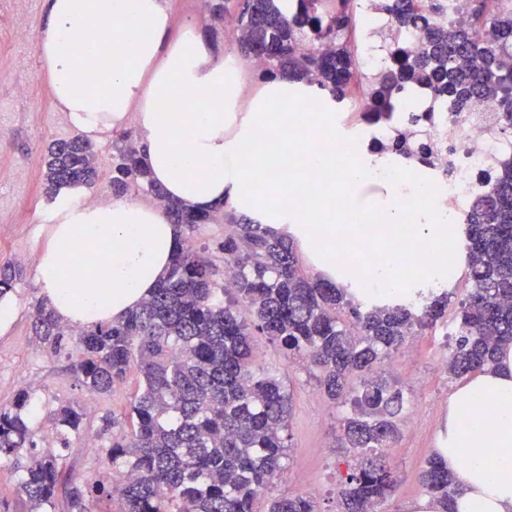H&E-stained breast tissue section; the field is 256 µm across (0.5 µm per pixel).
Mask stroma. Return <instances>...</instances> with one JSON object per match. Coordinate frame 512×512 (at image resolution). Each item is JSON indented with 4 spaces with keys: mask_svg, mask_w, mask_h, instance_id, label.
<instances>
[{
    "mask_svg": "<svg viewBox=\"0 0 512 512\" xmlns=\"http://www.w3.org/2000/svg\"><path fill=\"white\" fill-rule=\"evenodd\" d=\"M18 21L12 0H0V130L5 133L0 139V258L17 259L29 270L54 208L43 193L41 157L53 141L75 137L76 132L52 104L34 40L16 43L13 29ZM41 296L40 286L29 274L16 287L15 321L0 334V405L11 403L18 390L29 391V414L39 447L47 451L56 446L47 417L50 408L61 402L79 404L87 413L86 434L98 435L102 415L125 411L139 374L130 371L126 384L109 395L80 389L69 360L49 354L31 333L33 305ZM407 343V349L384 363L381 374L402 388L419 421L399 423L400 437L389 450L398 486L379 512H413L424 493L418 474L438 446L448 397L456 385L446 369L449 349L441 328L417 332ZM252 345L256 363L278 371L290 398L288 466L270 485L269 496H309L318 512H338L336 487L346 475L351 454L339 446L336 434L348 405L330 401L266 336H253Z\"/></svg>",
    "mask_w": 512,
    "mask_h": 512,
    "instance_id": "stroma-1",
    "label": "stroma"
}]
</instances>
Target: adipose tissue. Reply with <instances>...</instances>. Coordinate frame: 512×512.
<instances>
[{
    "mask_svg": "<svg viewBox=\"0 0 512 512\" xmlns=\"http://www.w3.org/2000/svg\"><path fill=\"white\" fill-rule=\"evenodd\" d=\"M88 36L94 52L75 50ZM53 104L89 140L103 143L136 118L145 162L166 195L195 209L224 203L295 242L316 274L375 301L448 283L467 262L466 227L448 221L425 178L398 180L396 163L346 136L328 91L281 77L241 98V75L222 46L189 27L171 35L167 0H46L35 34ZM96 85H88L89 74ZM306 104L303 112L290 103ZM386 195L361 199L367 183ZM64 188L33 269L56 317L75 327L109 323L148 298L168 271L179 233L158 205L124 195L89 203ZM424 197L416 214L406 201ZM409 224L398 250L373 265L336 260V241L363 248ZM424 259L407 277V262ZM483 398V411L470 405ZM455 493L450 512H512V345L493 369L462 379L438 441Z\"/></svg>",
    "mask_w": 512,
    "mask_h": 512,
    "instance_id": "adipose-tissue-1",
    "label": "adipose tissue"
}]
</instances>
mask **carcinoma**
Returning a JSON list of instances; mask_svg holds the SVG:
<instances>
[{
  "label": "carcinoma",
  "mask_w": 512,
  "mask_h": 512,
  "mask_svg": "<svg viewBox=\"0 0 512 512\" xmlns=\"http://www.w3.org/2000/svg\"><path fill=\"white\" fill-rule=\"evenodd\" d=\"M213 21L231 20L238 50L260 62L263 75L286 74L330 91L343 104L359 87L375 116L409 83L432 80L435 94L462 112L474 97L500 100L512 128V8L504 0H467L470 22L450 28L435 17L441 0H385L397 31L417 30L418 52L398 51L378 74L359 71L350 33L354 0H203ZM235 3L230 10L229 3ZM112 190L145 196L163 207L182 239L153 295L121 320L79 331L56 318L46 298L33 305L32 331L40 347L73 360L79 386L112 393L133 367L140 373L123 419L102 417L101 469L85 477L66 469L62 452L85 430L86 413L65 402L50 411L59 452L37 450V431L20 390L0 406V472L14 477L29 512H97L118 496L123 512H256L255 503L286 469L289 397L274 369L255 365L251 338L260 333L309 375L333 401L350 400L343 440L354 465L341 482L339 512H377L396 490L386 449L406 408L402 389L368 380L351 392L349 378L375 372L419 327H435L448 310V291L435 285L402 302L378 306L302 270L298 248L263 224L224 210L206 212L168 199L124 132L113 142ZM45 193L54 199L72 185L98 178L95 151L81 137L58 140L43 157ZM224 218V282L209 248L193 238L203 224ZM471 289L459 303L448 372L454 378L491 369L498 350L512 344V164L491 177L469 215ZM23 268L0 260V301L11 298ZM119 433L110 434L112 428ZM421 486L448 512L453 480L433 453ZM268 512H316L309 496L284 495Z\"/></svg>",
  "instance_id": "cac0c4a2"
}]
</instances>
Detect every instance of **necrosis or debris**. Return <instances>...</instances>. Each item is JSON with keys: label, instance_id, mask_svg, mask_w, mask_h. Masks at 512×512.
<instances>
[{"label": "necrosis or debris", "instance_id": "4bbe7bcc", "mask_svg": "<svg viewBox=\"0 0 512 512\" xmlns=\"http://www.w3.org/2000/svg\"><path fill=\"white\" fill-rule=\"evenodd\" d=\"M380 0H356L364 19L363 66L367 72L382 70L390 61L377 45L386 26ZM428 86L414 84L409 95L395 99L386 119L375 121L378 143L406 142L416 148L432 147L434 178L431 187L443 193V204L455 223H467V208L480 192V179L503 161L512 160V137L502 128L496 101L478 98L467 111L428 97Z\"/></svg>", "mask_w": 512, "mask_h": 512}]
</instances>
